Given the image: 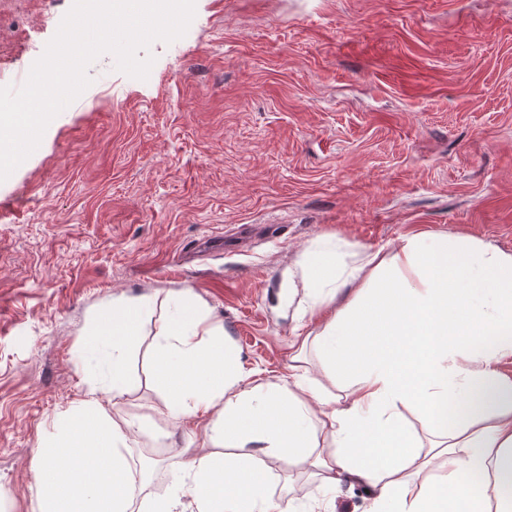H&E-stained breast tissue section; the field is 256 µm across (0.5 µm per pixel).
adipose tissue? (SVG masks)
<instances>
[{
	"label": "adipose tissue",
	"mask_w": 512,
	"mask_h": 512,
	"mask_svg": "<svg viewBox=\"0 0 512 512\" xmlns=\"http://www.w3.org/2000/svg\"><path fill=\"white\" fill-rule=\"evenodd\" d=\"M331 250L305 253L299 267L316 291L362 283L319 337L325 372L353 386L345 403L304 373L243 388L223 338L187 298L159 329L152 377L165 412L206 419L204 441L215 447L188 463L197 512H270L257 467L222 454L252 443L311 462L330 490L365 485L369 512H512L511 500L490 494L512 484V376L499 369L512 356V253L472 236L415 234L342 276ZM154 304L150 295L116 301L96 322L89 351L113 396L130 385V338ZM406 409L427 416V437L408 428ZM56 427L37 450L38 512H129L126 436L103 403L81 401ZM322 433L337 452L319 453Z\"/></svg>",
	"instance_id": "1"
}]
</instances>
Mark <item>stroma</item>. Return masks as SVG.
I'll return each mask as SVG.
<instances>
[{"label": "stroma", "instance_id": "35a3bbf8", "mask_svg": "<svg viewBox=\"0 0 512 512\" xmlns=\"http://www.w3.org/2000/svg\"><path fill=\"white\" fill-rule=\"evenodd\" d=\"M72 0H0V85L25 82ZM147 80L113 55L0 183V512H38V446L97 396L146 471L187 490L204 421L167 420L150 349L174 297L224 329L247 385L321 379L316 338L359 290L291 278L419 233L512 252V0H196ZM155 298L113 398L86 352L113 301ZM278 512L325 497L309 463L245 449Z\"/></svg>", "mask_w": 512, "mask_h": 512}]
</instances>
